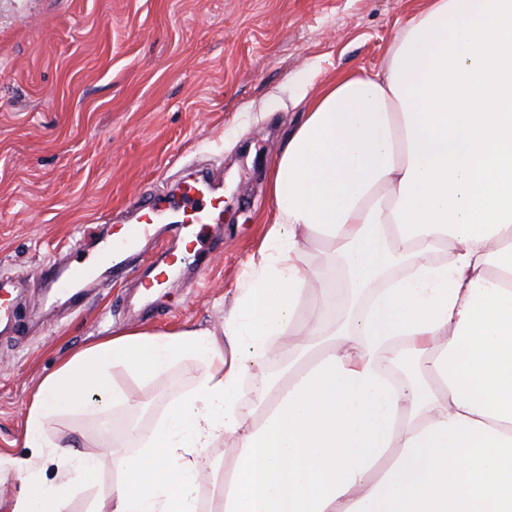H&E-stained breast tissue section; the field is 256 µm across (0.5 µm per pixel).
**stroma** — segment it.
<instances>
[{
    "instance_id": "35a3bbf8",
    "label": "stroma",
    "mask_w": 512,
    "mask_h": 512,
    "mask_svg": "<svg viewBox=\"0 0 512 512\" xmlns=\"http://www.w3.org/2000/svg\"><path fill=\"white\" fill-rule=\"evenodd\" d=\"M426 0H0V280L19 283L21 332L0 329V454L28 456V401L82 348L132 326L220 329L275 207L268 172L317 93L341 72L369 75ZM211 167L226 211L209 267L177 271L138 303L133 283L96 273L80 307L34 287L36 264L97 230L84 259L137 197L157 198ZM188 360L152 381H112L138 400L98 417L62 414V446L132 453L192 389Z\"/></svg>"
}]
</instances>
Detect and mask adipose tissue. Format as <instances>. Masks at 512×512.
I'll return each mask as SVG.
<instances>
[{
    "mask_svg": "<svg viewBox=\"0 0 512 512\" xmlns=\"http://www.w3.org/2000/svg\"><path fill=\"white\" fill-rule=\"evenodd\" d=\"M269 190L222 332L127 329L40 383L10 512H66L109 466L120 479L92 512H512V0H429L385 67L317 95ZM320 242L333 259L310 266ZM184 360L193 389L148 437L129 429L136 453L49 441L62 413L130 406L111 368L150 381Z\"/></svg>",
    "mask_w": 512,
    "mask_h": 512,
    "instance_id": "obj_1",
    "label": "adipose tissue"
}]
</instances>
